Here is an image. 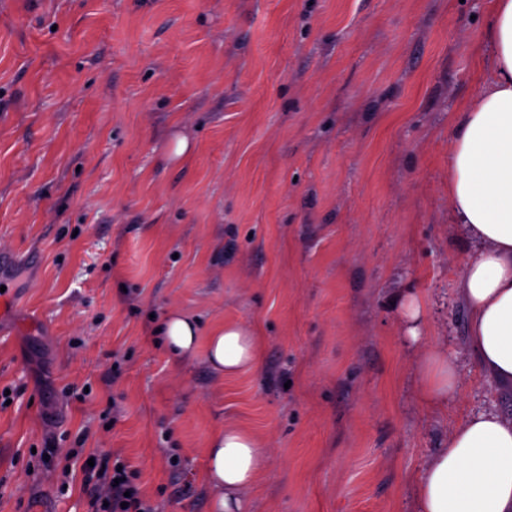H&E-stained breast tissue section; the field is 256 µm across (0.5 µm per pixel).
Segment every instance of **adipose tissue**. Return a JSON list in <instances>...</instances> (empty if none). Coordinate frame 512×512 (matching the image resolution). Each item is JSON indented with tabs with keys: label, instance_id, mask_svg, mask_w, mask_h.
<instances>
[{
	"label": "adipose tissue",
	"instance_id": "obj_1",
	"mask_svg": "<svg viewBox=\"0 0 512 512\" xmlns=\"http://www.w3.org/2000/svg\"><path fill=\"white\" fill-rule=\"evenodd\" d=\"M479 94L452 116L448 142V204L471 247L459 294L468 312V336L479 368L500 388L512 389V0H489ZM168 349L194 357L206 341V361L223 376L259 369L257 332L226 322L201 336L198 322L168 312L158 327ZM418 395L429 407L460 392L455 363L428 350L419 360ZM266 461L249 430L227 425L207 447L205 480L211 512H247L244 498ZM416 512H512V420L494 410L471 415L438 448L418 480Z\"/></svg>",
	"mask_w": 512,
	"mask_h": 512
}]
</instances>
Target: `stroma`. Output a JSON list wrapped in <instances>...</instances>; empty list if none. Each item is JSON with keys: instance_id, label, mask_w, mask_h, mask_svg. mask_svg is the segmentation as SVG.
<instances>
[{"instance_id": "stroma-1", "label": "stroma", "mask_w": 512, "mask_h": 512, "mask_svg": "<svg viewBox=\"0 0 512 512\" xmlns=\"http://www.w3.org/2000/svg\"><path fill=\"white\" fill-rule=\"evenodd\" d=\"M486 9L0 0V512H91L80 467H40L50 444L120 457L156 512H210L206 447L229 424L267 450L248 512H415L457 424L512 419L469 347L448 207ZM172 310L250 325L260 368L169 354ZM427 348L458 366L444 407L418 398ZM424 303L416 295L409 293L401 302V319L405 336L411 342H417L420 336V324L423 319Z\"/></svg>"}]
</instances>
